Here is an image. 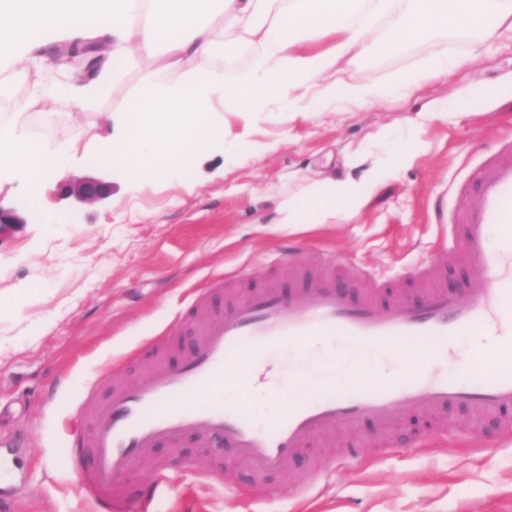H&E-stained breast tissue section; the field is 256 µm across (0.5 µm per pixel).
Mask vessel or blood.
Here are the masks:
<instances>
[{"instance_id": "obj_1", "label": "vessel or blood", "mask_w": 512, "mask_h": 512, "mask_svg": "<svg viewBox=\"0 0 512 512\" xmlns=\"http://www.w3.org/2000/svg\"><path fill=\"white\" fill-rule=\"evenodd\" d=\"M475 188L455 210L451 243L432 263L414 271L417 279H440L449 262L486 263L485 241L497 230L512 263V135L475 171ZM287 290L266 285L224 311H209L221 300L223 280H214L209 299L182 314L201 322L198 340L177 366L163 360L162 347L147 359L145 374L120 382L103 405L80 412L66 457L81 471L83 492L99 512H129L124 485L134 463L162 443L195 441L201 448H230L234 460L256 477L288 475L302 449L338 426L374 420L381 432L416 414L437 417L458 406L496 415L512 433V363L475 369L472 359L455 358L447 372L430 367L403 380L377 377L341 389L315 390L322 370L314 356L304 366L280 371L278 386L287 405L268 424L259 423L246 403L224 396L236 380L251 387V373L236 375L231 364L243 348L264 354L288 344L305 345L329 336L359 349H385L411 340L447 348L456 336L480 330L512 335V317L497 316L499 302L512 299V271L493 273L485 287L459 294L437 286L414 294L378 285L372 295L354 297L345 272L307 274L302 260L288 263Z\"/></svg>"}]
</instances>
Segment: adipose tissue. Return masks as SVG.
<instances>
[{
	"label": "adipose tissue",
	"instance_id": "adipose-tissue-1",
	"mask_svg": "<svg viewBox=\"0 0 512 512\" xmlns=\"http://www.w3.org/2000/svg\"><path fill=\"white\" fill-rule=\"evenodd\" d=\"M380 21L385 38L366 47V32ZM462 25L512 35V0H0V58L18 53L37 69L44 34L102 40L94 77L58 66L33 96L16 101L20 114L46 96L79 108L106 99L128 69L152 62L98 150L100 161L126 165L130 179L140 180L203 159L217 143L213 112L259 113L273 103L303 111L311 82L323 75L330 78L326 97L371 101L379 89L348 82L340 61ZM322 37L331 40L327 48H305V41ZM241 46L253 63L226 78L219 61ZM69 155V148L33 139L20 125L0 126V167L34 174L33 204H45V177ZM382 184L367 157H358L343 172L322 174L305 194L278 201L272 221H348Z\"/></svg>",
	"mask_w": 512,
	"mask_h": 512
}]
</instances>
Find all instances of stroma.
I'll use <instances>...</instances> for the list:
<instances>
[{
    "label": "stroma",
    "mask_w": 512,
    "mask_h": 512,
    "mask_svg": "<svg viewBox=\"0 0 512 512\" xmlns=\"http://www.w3.org/2000/svg\"><path fill=\"white\" fill-rule=\"evenodd\" d=\"M59 43L58 34L45 37L42 74L55 71ZM444 55L459 68L391 93L398 77L415 78ZM342 66L350 82L377 86L381 96L326 104L312 95L303 114L274 104L255 119L225 117L218 125L235 153L219 148L193 168L133 183L122 167L100 164L87 144L107 133L143 71L129 72L91 108L42 100L20 116L34 138L79 142L73 170L112 191L104 201L74 204L64 195L72 170H59L50 175L47 212L31 204L26 180L0 182V206L22 220L0 243V451H23L15 477L0 482V512H97L63 458L74 414L113 381L140 377L137 353L163 340L214 278L284 287L288 276L274 273V264L297 255L314 272L348 268L352 293L364 295L382 280L403 283L447 244L442 216L458 183L512 133V37L438 32ZM39 75L0 62V96H29ZM431 108L448 115L413 130L411 121ZM402 145L414 147L413 162L346 223L266 228L270 194L303 193L341 153H368L383 164ZM472 424L471 412L455 407L420 443L408 424L384 438L368 423L342 428L306 449L297 479L262 484L214 449L163 446L133 467L130 484L140 490L153 462H168L170 481L148 512H512V436L491 419L479 434ZM354 440L363 461L337 464Z\"/></svg>",
    "instance_id": "stroma-1"
}]
</instances>
